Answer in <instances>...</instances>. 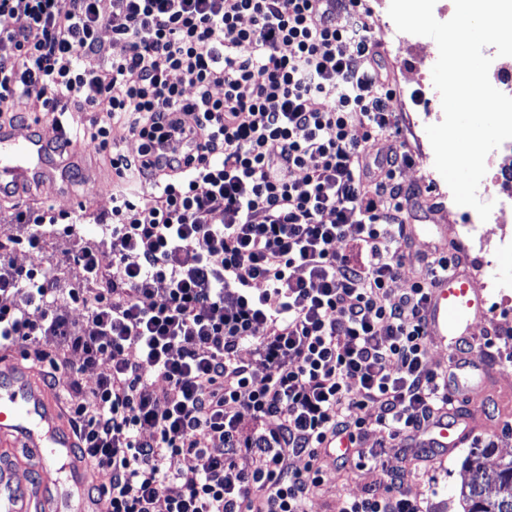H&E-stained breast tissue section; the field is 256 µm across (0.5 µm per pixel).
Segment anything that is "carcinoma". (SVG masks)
Here are the masks:
<instances>
[{
	"label": "carcinoma",
	"instance_id": "carcinoma-1",
	"mask_svg": "<svg viewBox=\"0 0 512 512\" xmlns=\"http://www.w3.org/2000/svg\"><path fill=\"white\" fill-rule=\"evenodd\" d=\"M493 448H474L465 461L468 480L460 490L463 512H512V458H499L493 474L485 461Z\"/></svg>",
	"mask_w": 512,
	"mask_h": 512
}]
</instances>
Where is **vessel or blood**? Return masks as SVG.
Masks as SVG:
<instances>
[{
    "label": "vessel or blood",
    "mask_w": 512,
    "mask_h": 512,
    "mask_svg": "<svg viewBox=\"0 0 512 512\" xmlns=\"http://www.w3.org/2000/svg\"><path fill=\"white\" fill-rule=\"evenodd\" d=\"M68 136L58 130L16 138L0 129V195L19 194L41 178ZM487 315L482 294L459 266L430 286L426 309L429 340L456 353L473 338V327ZM497 372L495 366L462 363L448 377L450 395L478 403ZM475 418L440 417L431 427L433 447H460L475 429ZM78 440L61 411L59 395L43 385L35 369L14 358L0 359V512H99L92 472L75 455Z\"/></svg>",
    "instance_id": "obj_1"
}]
</instances>
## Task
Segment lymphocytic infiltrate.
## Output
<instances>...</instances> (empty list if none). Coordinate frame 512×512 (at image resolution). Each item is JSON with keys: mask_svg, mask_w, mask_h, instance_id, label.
<instances>
[{"mask_svg": "<svg viewBox=\"0 0 512 512\" xmlns=\"http://www.w3.org/2000/svg\"><path fill=\"white\" fill-rule=\"evenodd\" d=\"M111 2L104 17L98 0H0V121L22 102L60 117L77 105L90 115L79 141L117 177L99 224L111 268L90 246L68 257L79 324L57 313L49 268L13 260L76 225L51 207L16 213L21 235L0 243V349L38 348L56 372L60 341L81 367L110 364L88 395L72 369L70 406L110 512H308L343 438L340 463L381 478L341 512H428L384 458L452 405L425 304L453 261L422 253L410 288L391 287L419 188L401 177L406 145L369 151L402 130L364 0ZM86 54L108 67L79 68ZM118 126L136 157L113 153ZM131 179L149 192H126Z\"/></svg>", "mask_w": 512, "mask_h": 512, "instance_id": "lymphocytic-infiltrate-1", "label": "lymphocytic infiltrate"}]
</instances>
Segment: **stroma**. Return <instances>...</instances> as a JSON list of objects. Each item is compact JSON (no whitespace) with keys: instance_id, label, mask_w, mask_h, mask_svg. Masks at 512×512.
Instances as JSON below:
<instances>
[{"instance_id":"obj_1","label":"stroma","mask_w":512,"mask_h":512,"mask_svg":"<svg viewBox=\"0 0 512 512\" xmlns=\"http://www.w3.org/2000/svg\"><path fill=\"white\" fill-rule=\"evenodd\" d=\"M385 65L389 79L396 88L397 96L391 106L404 120V131L415 163L405 169L407 180L419 181L424 170L433 168L434 152L424 126H412L411 120L428 109H440V101L429 100L424 88L432 82L431 70L438 59V47L431 38L418 36L404 42H388L384 45ZM38 195L42 205L55 210L75 212L85 209V219L80 240L47 237L41 252L26 250L17 252V264L31 266L42 263L57 271V283L61 289L57 297L58 310L72 320H80L82 312L72 307L65 294L73 283L72 265L63 261L65 253L76 248L78 243L95 244L99 241L93 213H103L112 208V194L105 191L84 168L68 165H45ZM487 317L484 327L492 329L496 336L493 351L473 347L467 354L470 364L482 363L486 356H493L501 375L502 388L512 390V310L500 307L498 297L487 295ZM506 418L501 405L488 401L482 407L481 419L475 429V440L494 441L497 456H512V429L506 428ZM469 446L455 449L448 456L431 462L427 474L411 473L409 483L412 491L423 494L429 502L430 512H463L460 489L468 474L464 460ZM375 471L349 466L337 470L333 479L326 481L315 498L308 504L309 512H340L345 497L362 495L377 481Z\"/></svg>"}]
</instances>
